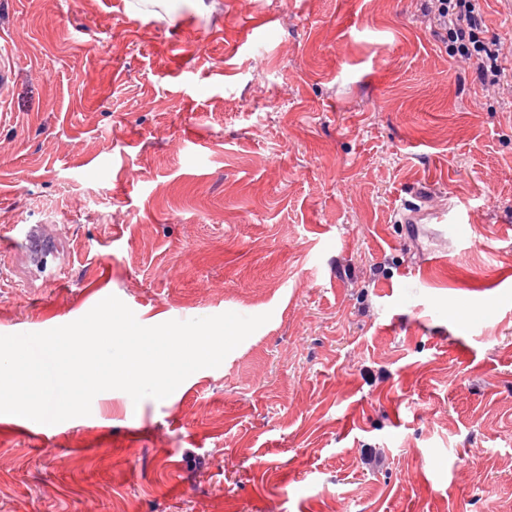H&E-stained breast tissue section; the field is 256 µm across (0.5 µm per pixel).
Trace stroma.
<instances>
[{
	"mask_svg": "<svg viewBox=\"0 0 512 512\" xmlns=\"http://www.w3.org/2000/svg\"><path fill=\"white\" fill-rule=\"evenodd\" d=\"M423 10L0 0V335L270 316L164 400L0 414V512H512V94ZM399 215V219H396L398 224H409L410 228H416V224H438L434 230L436 236L443 242H448V224L451 233L458 237L461 234L462 225L469 224L470 215L469 212H463L458 209H422L412 205H403L400 208L396 216Z\"/></svg>",
	"mask_w": 512,
	"mask_h": 512,
	"instance_id": "35a3bbf8",
	"label": "stroma"
}]
</instances>
